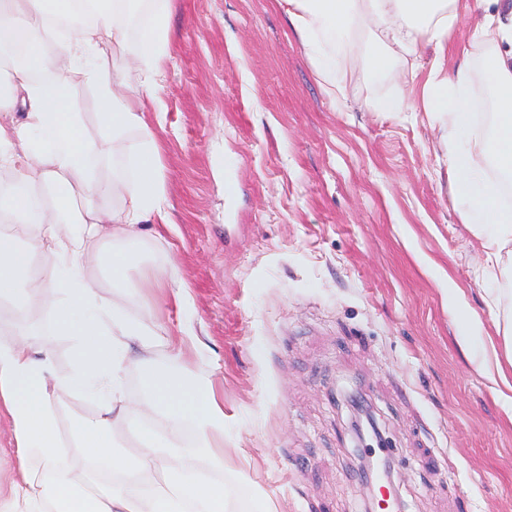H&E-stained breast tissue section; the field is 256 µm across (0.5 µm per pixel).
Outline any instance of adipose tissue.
Masks as SVG:
<instances>
[{"label": "adipose tissue", "mask_w": 512, "mask_h": 512, "mask_svg": "<svg viewBox=\"0 0 512 512\" xmlns=\"http://www.w3.org/2000/svg\"><path fill=\"white\" fill-rule=\"evenodd\" d=\"M171 0H0V85L23 91L27 108L18 125L0 124V149L16 162L12 149L22 143L50 194L29 191L0 196V211L24 222L39 214V240L23 249L0 237V300L24 309V297L43 292L40 277L30 276L40 254L56 257L51 278L60 298L57 331L75 353L73 372L51 381L53 351L46 343L17 338L0 340V419L12 429L7 455L15 470L0 483V512H228L229 493L218 475L224 470V410L212 387L187 382L182 371H150L155 356L152 331L119 305H106L86 282L80 258L105 237L117 244L107 253L114 281L128 277L133 265L129 246L142 224H164L163 176L158 147L138 98L129 94L120 72L105 65L110 46L122 44L130 18L142 15L138 59L143 86L156 94L168 54ZM291 29L331 99L346 95L339 66L359 31L378 28L384 37L414 48L429 34L437 55H444L449 32L461 20L458 0H282ZM481 36L499 38L482 66L496 102L491 127L479 124L483 102L471 93L469 55H461L452 73L435 65L426 88L425 109L448 130V181L465 207L464 217L481 241L482 276L504 274V257L512 258V0H484ZM78 15L77 24L59 30L50 18ZM86 70L100 109L99 122L121 139L138 132L141 143L111 180L95 176L91 150L78 138L81 124L65 68ZM95 189L120 197L105 228L93 207L72 210L68 195ZM499 297L486 305L494 315L495 336L480 337L472 350L497 400L512 420V375L501 353H512V309L501 311ZM145 366L146 393L131 400L124 375L129 366ZM62 385L96 401L91 418L74 419L61 436L52 407L55 386ZM159 421L163 430L142 436L135 451L123 449L115 432L131 421ZM105 464L111 480L94 476L90 466ZM163 470L165 484L153 489L143 481Z\"/></svg>", "instance_id": "obj_1"}]
</instances>
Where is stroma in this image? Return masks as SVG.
<instances>
[{"instance_id": "stroma-1", "label": "stroma", "mask_w": 512, "mask_h": 512, "mask_svg": "<svg viewBox=\"0 0 512 512\" xmlns=\"http://www.w3.org/2000/svg\"><path fill=\"white\" fill-rule=\"evenodd\" d=\"M459 9L448 68L483 51L471 39L482 0ZM372 39L363 31L352 47L335 102L278 0H171L163 87L141 100L170 223L142 225L132 247L169 289L114 290L101 246L80 259L103 299L133 316L155 305L163 335L190 333L194 371L224 403L230 512H369L355 394L391 442L401 512H512V421L460 339L473 311L494 334L492 284L450 188L441 124L422 110L436 53L426 38L413 54L387 44L401 89L371 74ZM67 80L108 179L139 136L100 127L83 67ZM402 90L412 111H383ZM56 305L51 290L21 314L0 303V338H51L63 376L75 356Z\"/></svg>"}]
</instances>
